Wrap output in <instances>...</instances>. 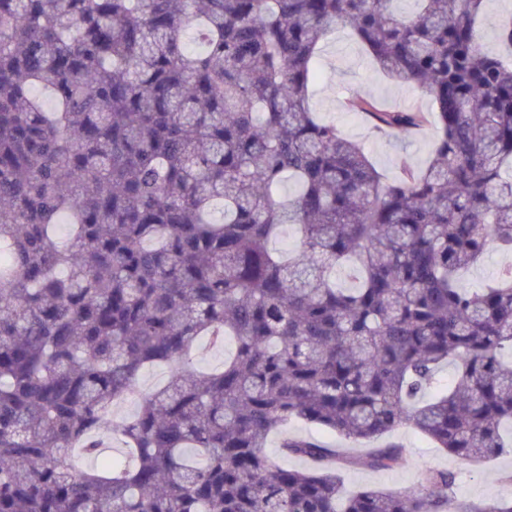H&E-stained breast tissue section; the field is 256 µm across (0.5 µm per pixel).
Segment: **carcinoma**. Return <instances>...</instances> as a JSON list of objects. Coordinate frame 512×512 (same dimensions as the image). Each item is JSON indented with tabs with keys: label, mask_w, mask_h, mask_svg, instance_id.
I'll use <instances>...</instances> for the list:
<instances>
[{
	"label": "carcinoma",
	"mask_w": 512,
	"mask_h": 512,
	"mask_svg": "<svg viewBox=\"0 0 512 512\" xmlns=\"http://www.w3.org/2000/svg\"><path fill=\"white\" fill-rule=\"evenodd\" d=\"M398 2L0 0V512H450L446 470L342 497L337 466L390 470L397 445L286 437L317 466L277 465L293 419L512 454V267L460 283L512 250V64L477 39L484 0ZM336 28L427 98L343 102L377 134L433 126L425 167L390 181L317 117ZM290 228L286 258L270 243ZM203 336L233 342L223 367L192 365ZM154 366L167 383L136 393ZM106 423L124 458L68 464ZM505 264H512V253L492 248L480 264L463 275V283L467 288H481L492 282L497 277L499 269Z\"/></svg>",
	"instance_id": "carcinoma-1"
}]
</instances>
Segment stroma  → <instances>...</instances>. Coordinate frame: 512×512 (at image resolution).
<instances>
[{"mask_svg": "<svg viewBox=\"0 0 512 512\" xmlns=\"http://www.w3.org/2000/svg\"><path fill=\"white\" fill-rule=\"evenodd\" d=\"M512 19V0H485L477 29L481 44L492 53L506 54L497 38L499 25ZM319 77L311 86V104L324 120L334 122L346 137L364 144L378 170L388 178H397L401 161L417 168L425 167L433 149V133L418 137L373 134L367 121L345 112L342 101L351 94L368 95L389 105L427 108L428 102L413 85L398 83L382 73L375 62L350 37L347 31L328 34L319 53ZM310 436L351 454L367 452V445L333 436L304 422L289 421L281 432L270 435L266 453L277 464L291 468H308L307 460L285 454L280 446L283 437ZM380 445L403 447L405 461L387 471L361 467L341 469L344 493L363 487L384 490L419 488L420 473L425 469H448L456 472L457 481L450 494L459 501L484 502L506 496L500 481L503 472L512 470V455L491 461L455 458L434 447L410 426L402 425L379 440Z\"/></svg>", "mask_w": 512, "mask_h": 512, "instance_id": "35a3bbf8", "label": "stroma"}]
</instances>
